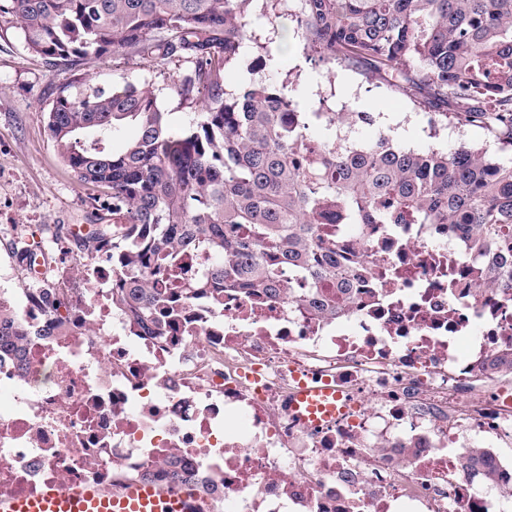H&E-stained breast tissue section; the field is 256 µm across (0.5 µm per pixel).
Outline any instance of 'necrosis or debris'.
Wrapping results in <instances>:
<instances>
[{"mask_svg":"<svg viewBox=\"0 0 512 512\" xmlns=\"http://www.w3.org/2000/svg\"><path fill=\"white\" fill-rule=\"evenodd\" d=\"M372 271L333 319L311 314L300 286L268 298L237 288L223 303L180 302L166 341L140 335L112 303L111 263L76 256L0 285L27 350L0 359V497L64 481L115 486L175 454L236 512H504L512 495V376L484 371L512 351V292L482 281L456 226L326 227ZM72 288L60 336L39 292ZM350 407L320 427L291 409L301 378ZM484 451L499 474L462 470Z\"/></svg>","mask_w":512,"mask_h":512,"instance_id":"1","label":"necrosis or debris"}]
</instances>
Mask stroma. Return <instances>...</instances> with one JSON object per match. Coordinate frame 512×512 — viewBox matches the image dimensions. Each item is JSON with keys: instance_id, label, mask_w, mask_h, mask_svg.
I'll return each mask as SVG.
<instances>
[{"instance_id": "stroma-1", "label": "stroma", "mask_w": 512, "mask_h": 512, "mask_svg": "<svg viewBox=\"0 0 512 512\" xmlns=\"http://www.w3.org/2000/svg\"><path fill=\"white\" fill-rule=\"evenodd\" d=\"M299 7L300 0H255L243 61L224 73L228 89H239L252 79L288 77L302 111L376 112L409 147L435 144L452 149L464 141L497 152L493 137L482 128L462 133L448 128L432 137L428 110L408 95L387 91L351 71L329 75L296 34L292 16ZM181 71L178 65L156 69L128 55L92 58L74 70L52 67L30 54L20 30L0 17V271L9 273L14 287H25L29 279L11 262L17 248L30 245L52 263L73 257L75 245L66 238V228L94 224L106 215L93 190L72 176L49 136L45 109L58 88H107L118 79L150 87L170 127L181 131L199 117L197 108L184 104L174 89Z\"/></svg>"}]
</instances>
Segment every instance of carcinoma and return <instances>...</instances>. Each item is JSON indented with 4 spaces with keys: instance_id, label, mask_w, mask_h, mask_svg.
<instances>
[{
    "instance_id": "1",
    "label": "carcinoma",
    "mask_w": 512,
    "mask_h": 512,
    "mask_svg": "<svg viewBox=\"0 0 512 512\" xmlns=\"http://www.w3.org/2000/svg\"><path fill=\"white\" fill-rule=\"evenodd\" d=\"M254 0H0L28 51L54 67L125 53L165 69L190 64L174 88L200 108L195 126L171 129L154 92L114 83L73 92L48 104L47 130L73 177L103 196L112 223L98 224L79 249L113 261L112 301L147 336L164 340V295L148 287L178 251H203L209 265L192 278L173 276L185 297L226 288L273 296L282 274L311 289L331 283L346 297L367 266L345 255L319 225L330 211L357 224H454L470 251L498 255L486 277L512 289V161L464 141L452 151L401 146L391 129L371 141L316 139L350 116L373 125L370 112H302L290 84L251 80L228 90L224 71L247 37ZM295 28L306 48L339 68L369 65L365 76L434 110L435 124L490 131L512 147V0H302ZM135 136L115 151L125 125ZM316 316L341 312L314 293L303 299ZM24 344L14 319L0 315V348ZM491 375L512 373V352L493 356ZM175 483L205 495L215 487L172 455Z\"/></svg>"
}]
</instances>
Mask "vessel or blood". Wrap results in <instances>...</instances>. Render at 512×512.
<instances>
[{
    "label": "vessel or blood",
    "instance_id": "b4317fda",
    "mask_svg": "<svg viewBox=\"0 0 512 512\" xmlns=\"http://www.w3.org/2000/svg\"><path fill=\"white\" fill-rule=\"evenodd\" d=\"M337 394L305 381L292 407L305 421L320 426L335 420ZM0 512H215L213 503L195 487L173 485L157 488L143 483L113 487H79L55 483L39 493L0 498Z\"/></svg>",
    "mask_w": 512,
    "mask_h": 512
}]
</instances>
